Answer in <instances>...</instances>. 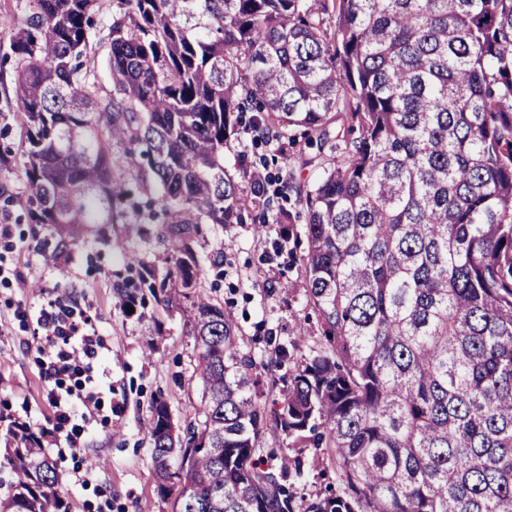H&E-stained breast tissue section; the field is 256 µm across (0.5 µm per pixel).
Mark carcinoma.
<instances>
[{
	"label": "carcinoma",
	"instance_id": "cac0c4a2",
	"mask_svg": "<svg viewBox=\"0 0 512 512\" xmlns=\"http://www.w3.org/2000/svg\"><path fill=\"white\" fill-rule=\"evenodd\" d=\"M96 0H29L11 37L34 224L126 216L112 145L141 146L156 194L133 205L166 225L174 271L119 289L191 299L203 385L176 434L167 401L148 434L172 512H295L261 468L267 424L253 356L197 290L193 243L244 224L251 200L224 167L242 129L266 144L316 136L325 154L292 214L323 343L289 377L273 418L336 458L342 489L305 512H512V0H117L114 93L83 72ZM250 112L252 116L245 117ZM0 512H52L65 491L44 438L12 432Z\"/></svg>",
	"mask_w": 512,
	"mask_h": 512
}]
</instances>
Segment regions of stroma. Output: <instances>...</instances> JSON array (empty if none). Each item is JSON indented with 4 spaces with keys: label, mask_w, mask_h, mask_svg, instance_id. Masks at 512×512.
Instances as JSON below:
<instances>
[{
    "label": "stroma",
    "mask_w": 512,
    "mask_h": 512,
    "mask_svg": "<svg viewBox=\"0 0 512 512\" xmlns=\"http://www.w3.org/2000/svg\"><path fill=\"white\" fill-rule=\"evenodd\" d=\"M116 4L97 0L85 58L101 98L113 89L108 33ZM27 14L28 0H0V479L7 476L8 430L23 424L37 432L53 416L37 352L36 318L41 307L58 300L83 313L103 337L112 399L123 404L117 415L105 405L89 409L80 448L47 449L67 493L68 512H171V500L156 493L147 427L157 397L168 402L176 425L196 417L202 386L192 375L198 350L190 333V303L163 306L149 297L131 309L119 298V289L137 283L141 266L160 278L171 269L164 225L129 219L87 224L65 238L55 226L30 223L24 177L28 142L16 114L10 42ZM321 163L317 150L302 140L281 149L254 144L251 135L241 133L224 143V164L244 190L257 177L270 191L288 178L312 184ZM263 212L262 200H255L246 223L208 225L194 248L204 260L197 286L233 319L255 359L262 401L269 405L304 360L298 352L277 360L278 347L300 328L307 348H316L321 335L301 274L307 251L303 226L264 223ZM133 249L142 265L127 262ZM288 458L302 463L293 487L297 496L310 500L336 488L339 470L330 454L296 449L268 424L256 443L255 461L277 468Z\"/></svg>",
    "instance_id": "obj_1"
}]
</instances>
